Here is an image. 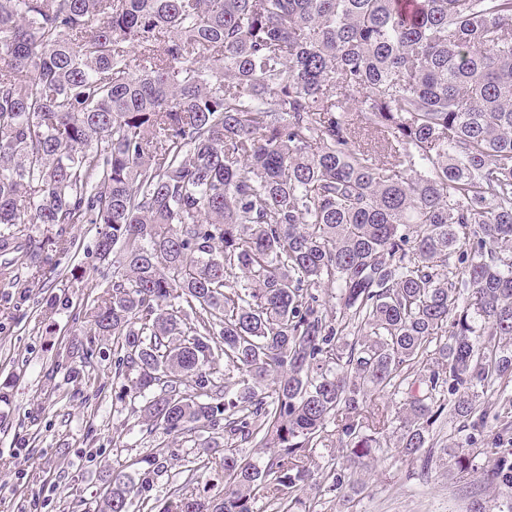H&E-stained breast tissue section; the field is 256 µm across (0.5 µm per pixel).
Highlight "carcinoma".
Returning <instances> with one entry per match:
<instances>
[{"label": "carcinoma", "mask_w": 512, "mask_h": 512, "mask_svg": "<svg viewBox=\"0 0 512 512\" xmlns=\"http://www.w3.org/2000/svg\"><path fill=\"white\" fill-rule=\"evenodd\" d=\"M77 224L147 429L277 449L225 448L221 497L159 512L306 487L330 423L341 483L391 423L367 396L424 363L396 417L417 454L512 381V0H0V277L29 292ZM144 463L104 512L151 492Z\"/></svg>", "instance_id": "obj_1"}]
</instances>
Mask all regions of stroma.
<instances>
[{"label":"stroma","instance_id":"1","mask_svg":"<svg viewBox=\"0 0 512 512\" xmlns=\"http://www.w3.org/2000/svg\"><path fill=\"white\" fill-rule=\"evenodd\" d=\"M76 244L54 256L53 273L29 293L0 280V512H103V489L112 473L129 471L135 460L163 462L150 499H134L131 512H158L170 488L194 493L206 482L221 483L223 431L216 447L198 435L147 432L139 401L125 396L129 375H116L111 337L90 335L85 316L112 280L110 266L93 256L97 228L76 225ZM94 339L86 357L83 345ZM66 355L80 378L69 382L57 364ZM495 408L482 422L461 427L450 414L429 428L428 445L413 456L395 449L333 479L337 433L317 448L307 466L314 485L294 492L293 512H470L480 501L487 512H512V489L484 480L482 471L512 464V429L503 430ZM460 441L475 455V472L461 473L442 449ZM497 454H490V447Z\"/></svg>","mask_w":512,"mask_h":512}]
</instances>
